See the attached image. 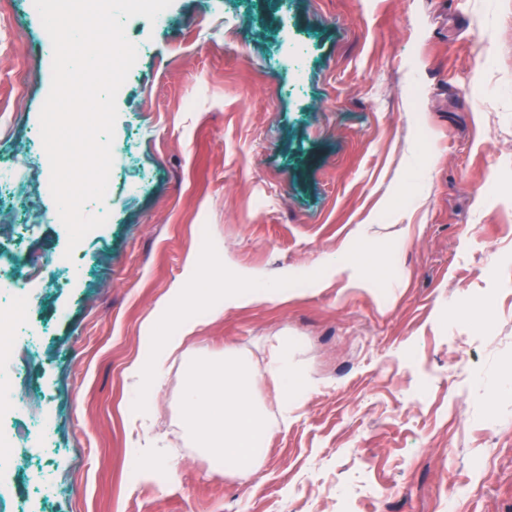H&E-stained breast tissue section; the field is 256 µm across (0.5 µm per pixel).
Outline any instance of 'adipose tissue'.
<instances>
[{
	"instance_id": "1",
	"label": "adipose tissue",
	"mask_w": 512,
	"mask_h": 512,
	"mask_svg": "<svg viewBox=\"0 0 512 512\" xmlns=\"http://www.w3.org/2000/svg\"><path fill=\"white\" fill-rule=\"evenodd\" d=\"M192 273L170 289L162 314L175 322L174 330L146 337L138 357L127 369L132 391L141 403L132 411L141 428L153 423V397L176 363L186 368L180 395L182 430L209 454L212 463L228 471H254L265 454L272 427L287 426L301 407L303 394L286 337H276L264 366H256L243 352L228 349L205 359H189L187 343L203 321L215 320L229 308L258 300L282 299L281 289L258 287L249 280L235 288H204L200 262ZM270 380L276 388V413H269L252 396L254 386Z\"/></svg>"
}]
</instances>
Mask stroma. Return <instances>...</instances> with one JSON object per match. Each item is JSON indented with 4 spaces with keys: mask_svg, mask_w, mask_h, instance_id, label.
Instances as JSON below:
<instances>
[{
    "mask_svg": "<svg viewBox=\"0 0 512 512\" xmlns=\"http://www.w3.org/2000/svg\"><path fill=\"white\" fill-rule=\"evenodd\" d=\"M117 100L112 207L79 270L28 284L30 403L52 453L19 449L10 508L48 471L39 512H512V0H172ZM0 30V144L39 126L41 19ZM154 168L137 195L125 187ZM28 253L64 255L53 197ZM200 258L288 292L201 326L191 355L263 365L287 337L310 381L256 473L183 437L173 368L151 436L178 481L136 465L125 370L169 288ZM359 285L316 287L337 257Z\"/></svg>",
    "mask_w": 512,
    "mask_h": 512,
    "instance_id": "35a3bbf8",
    "label": "stroma"
}]
</instances>
